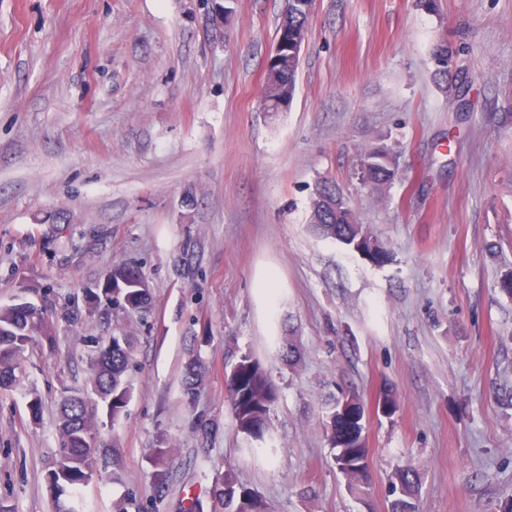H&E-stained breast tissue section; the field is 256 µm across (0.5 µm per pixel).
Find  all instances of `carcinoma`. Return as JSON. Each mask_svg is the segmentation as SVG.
<instances>
[{"label":"carcinoma","instance_id":"1","mask_svg":"<svg viewBox=\"0 0 512 512\" xmlns=\"http://www.w3.org/2000/svg\"><path fill=\"white\" fill-rule=\"evenodd\" d=\"M314 0H288L276 32L279 41L293 40L307 31L309 16ZM299 58L293 54H279L265 77L264 96L293 98ZM397 172L391 167L388 152L375 148L367 151L362 160V178L375 187L390 184ZM338 192L336 185L324 183L317 189L322 201H316L310 215L314 231L326 238L380 261L385 254L371 249L368 241L360 239L361 225L357 224L352 212L336 213L329 202ZM83 300L88 304L108 305L112 302L133 314L144 312L150 304V295L138 272L128 265H116L108 274L105 287L85 292ZM47 339L52 336L46 310L16 302L0 307V392L13 391L21 385L18 373L21 355L36 337ZM130 345L124 336H112L107 344L99 347L91 360L89 386L101 404L102 412L110 419L117 418L127 406L131 387L127 379L130 365ZM204 371L196 359L189 360L183 372L184 395L191 399L202 384ZM230 392L236 416L241 427L259 432L264 425L265 403L269 396L266 380L249 364L241 360L233 370ZM358 412L350 409L334 421V431L342 448L336 454V465L349 482L357 481L365 468L364 451L356 447ZM58 426L61 446L52 469L48 474V486L57 504V512H75L65 497L73 490L86 487L100 475L99 457L105 452L93 444L98 419L89 410L88 394L74 390L68 395L59 411ZM154 468L153 495L150 512H159L169 493L167 454L157 449L151 458ZM418 481L415 472L401 467L393 474L390 493L391 512H417L416 496ZM210 494L215 509L213 512H267L261 501L239 494L235 479L228 474L217 479Z\"/></svg>","mask_w":512,"mask_h":512}]
</instances>
